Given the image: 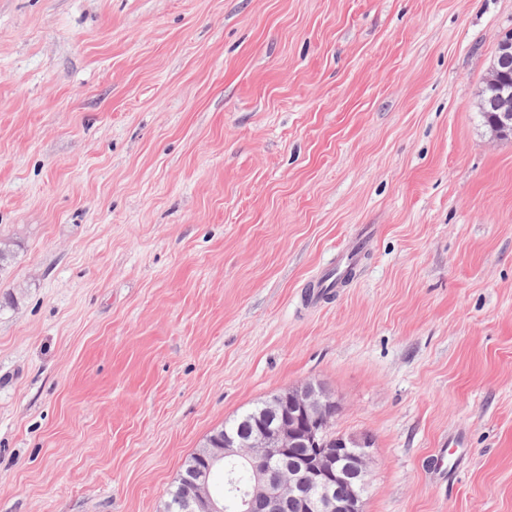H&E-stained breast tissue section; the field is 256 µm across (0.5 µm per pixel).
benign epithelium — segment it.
Here are the masks:
<instances>
[{
    "mask_svg": "<svg viewBox=\"0 0 512 512\" xmlns=\"http://www.w3.org/2000/svg\"><path fill=\"white\" fill-rule=\"evenodd\" d=\"M502 68L512 65V31L502 37L496 56ZM494 137L512 136V106L498 110L492 128ZM288 408V419L272 417L255 441L224 436L222 447L212 445L197 452L205 468L193 479V494L187 501L190 512H224V498L213 495L209 476L214 467L226 460L244 461L254 478L253 489L273 501L291 496L303 512H364L363 492L373 463L367 436L339 434L325 442L324 434L331 425L336 401L319 384L307 381L280 391L269 398V410ZM296 444L315 449L302 476L289 474L273 486L266 480L267 468L281 463L285 449ZM346 486L342 493L340 486Z\"/></svg>",
    "mask_w": 512,
    "mask_h": 512,
    "instance_id": "1",
    "label": "benign epithelium"
}]
</instances>
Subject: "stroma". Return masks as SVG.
<instances>
[{
    "label": "stroma",
    "mask_w": 512,
    "mask_h": 512,
    "mask_svg": "<svg viewBox=\"0 0 512 512\" xmlns=\"http://www.w3.org/2000/svg\"><path fill=\"white\" fill-rule=\"evenodd\" d=\"M512 0H0V512H159L306 381L365 512H512ZM355 275L319 295L334 267ZM262 407L263 404H257L254 408L243 412L233 420L225 422L224 427L215 431L214 433L227 428L228 430L236 433L239 437L250 440L258 432V423L261 422V420H259V412Z\"/></svg>",
    "instance_id": "35a3bbf8"
}]
</instances>
